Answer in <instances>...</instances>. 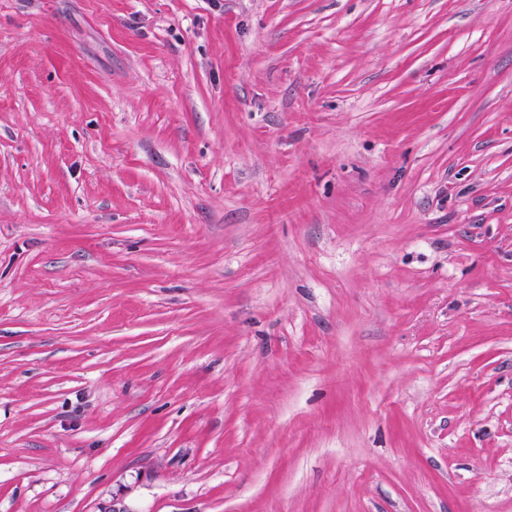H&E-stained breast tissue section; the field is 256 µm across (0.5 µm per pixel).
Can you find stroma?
<instances>
[{
	"instance_id": "obj_1",
	"label": "stroma",
	"mask_w": 512,
	"mask_h": 512,
	"mask_svg": "<svg viewBox=\"0 0 512 512\" xmlns=\"http://www.w3.org/2000/svg\"><path fill=\"white\" fill-rule=\"evenodd\" d=\"M512 512V0H0V512Z\"/></svg>"
}]
</instances>
